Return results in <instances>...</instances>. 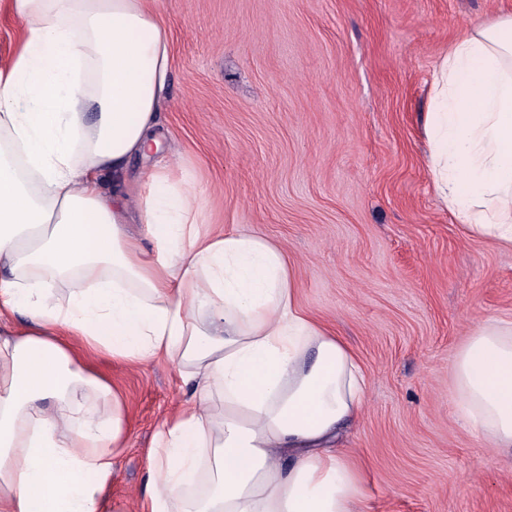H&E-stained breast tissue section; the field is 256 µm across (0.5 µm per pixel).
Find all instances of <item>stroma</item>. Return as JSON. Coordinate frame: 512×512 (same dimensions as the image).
I'll use <instances>...</instances> for the list:
<instances>
[{
  "mask_svg": "<svg viewBox=\"0 0 512 512\" xmlns=\"http://www.w3.org/2000/svg\"><path fill=\"white\" fill-rule=\"evenodd\" d=\"M161 131L211 229L294 264L298 302L355 351L365 410L339 447L370 512H512V452L458 410L452 365L487 318L512 322V248L470 234L431 187L433 74L512 0H163ZM86 361L125 398L107 512H139L153 441L186 399L178 360Z\"/></svg>",
  "mask_w": 512,
  "mask_h": 512,
  "instance_id": "35a3bbf8",
  "label": "stroma"
}]
</instances>
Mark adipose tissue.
<instances>
[{
    "instance_id": "ef3b65f1",
    "label": "adipose tissue",
    "mask_w": 512,
    "mask_h": 512,
    "mask_svg": "<svg viewBox=\"0 0 512 512\" xmlns=\"http://www.w3.org/2000/svg\"><path fill=\"white\" fill-rule=\"evenodd\" d=\"M5 3L24 29L0 67V512H102L126 406L78 346L186 369L192 396L155 436L142 512H171L196 483L209 491L184 512H368L359 465L332 446L366 376L297 304L283 249L202 231L200 185L164 159L133 205L141 236L127 230L121 177L159 147L171 72L162 0ZM434 91L433 191L512 247V16L463 36ZM453 376L473 431L512 450V323L486 319ZM79 386L103 416L71 403Z\"/></svg>"
}]
</instances>
